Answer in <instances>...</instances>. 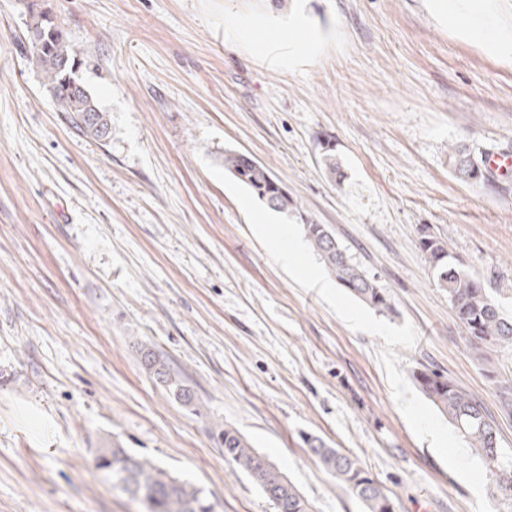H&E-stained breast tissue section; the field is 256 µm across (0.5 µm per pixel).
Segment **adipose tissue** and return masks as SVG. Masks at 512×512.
Returning <instances> with one entry per match:
<instances>
[{
    "label": "adipose tissue",
    "mask_w": 512,
    "mask_h": 512,
    "mask_svg": "<svg viewBox=\"0 0 512 512\" xmlns=\"http://www.w3.org/2000/svg\"><path fill=\"white\" fill-rule=\"evenodd\" d=\"M431 8L450 27L477 38L503 61L512 62V9L505 0H431Z\"/></svg>",
    "instance_id": "obj_1"
}]
</instances>
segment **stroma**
<instances>
[{"label": "stroma", "instance_id": "1", "mask_svg": "<svg viewBox=\"0 0 512 512\" xmlns=\"http://www.w3.org/2000/svg\"><path fill=\"white\" fill-rule=\"evenodd\" d=\"M108 113L96 142L64 119L0 0V512H136L96 468L118 442L203 488L215 512H275L211 435L236 428L310 512H363L307 452L357 457L396 512H474L470 488L410 430L378 360L255 239L203 167L264 163L329 225L411 322L405 376L434 369L478 396L512 461L495 378L512 352L466 351L418 238L493 272L512 313V172L458 180L448 150L512 152V64L436 20L428 0H49ZM322 42L271 62L281 37ZM331 136L343 179L320 165ZM154 344L193 388L177 403L140 367Z\"/></svg>", "mask_w": 512, "mask_h": 512}]
</instances>
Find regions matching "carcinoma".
<instances>
[{
  "label": "carcinoma",
  "instance_id": "1",
  "mask_svg": "<svg viewBox=\"0 0 512 512\" xmlns=\"http://www.w3.org/2000/svg\"><path fill=\"white\" fill-rule=\"evenodd\" d=\"M25 20L24 46L32 63L41 71L66 120L83 135L106 140L112 133L109 115L98 105L88 88L76 76L81 65L79 53L66 32L52 21L49 9L37 8L33 0H17ZM320 163L332 177L341 176L331 142L322 144ZM448 161L453 173L464 181L478 183L485 177L484 165L462 145H452ZM224 171L229 173L260 202L279 213L302 212L297 199L261 161L235 150L224 151ZM307 241L324 266L352 295L375 310L394 311L389 291L379 286L358 265L352 263L326 224L304 222ZM419 248L434 273L437 286L448 293L456 323L471 355L485 359L494 349L512 350V316L501 308L492 287V276H479L453 254L448 242L430 233L421 234ZM142 369L172 393L183 406H195L194 390L170 369L166 357L148 343L136 347ZM418 390L444 415L480 457L492 477L494 497L512 503V464L500 457L497 429L483 404L451 378L429 369L413 372ZM214 436L224 447V457L233 462L274 504L276 512H308L304 498L280 472L266 464L260 454L236 429L218 426ZM305 442L312 456L336 479V485L356 498L364 512H395L393 501L362 469L359 461L314 438ZM96 467L110 476L112 488L138 501L144 512H214L203 489L171 476L152 460L131 453L115 443L98 449Z\"/></svg>",
  "mask_w": 512,
  "mask_h": 512
}]
</instances>
